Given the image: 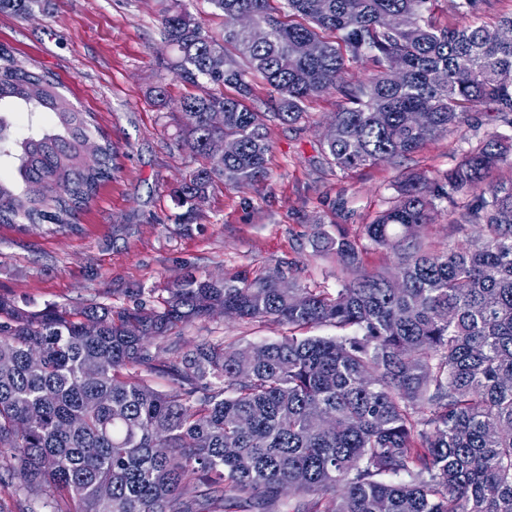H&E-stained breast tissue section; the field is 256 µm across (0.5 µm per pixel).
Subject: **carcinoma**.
<instances>
[{"label": "carcinoma", "mask_w": 512, "mask_h": 512, "mask_svg": "<svg viewBox=\"0 0 512 512\" xmlns=\"http://www.w3.org/2000/svg\"><path fill=\"white\" fill-rule=\"evenodd\" d=\"M210 34L185 0H159L172 68L207 91L181 104L182 146L205 159L174 191L189 224L218 182L268 178L266 113L242 99L269 86L295 122L331 89L324 153L341 171L391 163L457 132L465 109L512 113V16L495 26H439L434 0H208ZM52 0H0V13H47ZM247 14L261 41L237 24ZM376 73L345 80L364 55ZM224 111V124L210 122ZM28 123L16 129L12 113ZM48 112L51 122L33 117ZM222 138L236 150L215 158ZM112 140L62 85L0 47V224L76 227L114 171ZM512 167L488 135L443 178L409 174L365 225L396 257L360 270V248L327 241L340 287L284 290L278 272L188 274L150 309L95 304L29 311L0 297V472L48 512H512ZM41 184L40 195L26 192ZM462 200L475 241L424 242L436 201ZM222 306L288 334L267 343L176 335ZM332 326L334 337L303 332ZM400 478L391 482L388 477ZM288 501H282L283 497ZM186 3L206 29L215 35L222 34L224 31V16L220 12H215L207 3V0H186Z\"/></svg>", "instance_id": "1"}]
</instances>
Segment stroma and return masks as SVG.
I'll return each mask as SVG.
<instances>
[{
  "label": "stroma",
  "instance_id": "obj_1",
  "mask_svg": "<svg viewBox=\"0 0 512 512\" xmlns=\"http://www.w3.org/2000/svg\"><path fill=\"white\" fill-rule=\"evenodd\" d=\"M50 14L21 19L0 14V44L22 62L57 78L68 98L94 113L116 151V170L81 213L76 229L43 224L21 232L0 224V296L26 310L50 304L155 305L187 273L248 276L273 268L304 286L335 289V255H320L324 236L345 228L363 244L361 269L392 268L393 253L367 245L365 226L396 200L404 177L439 179L487 133L512 148V126L494 108L471 110L453 135L432 141L397 163L350 171L331 166L322 134L345 104L335 90L312 97L303 117L267 123L269 176L261 184H217L197 219L179 223L172 187L200 164L181 149L180 103L200 94L169 68L175 53L161 38L157 0H54ZM456 0H435L438 25L462 28L472 19L494 24L512 15V0H481L477 16L457 11ZM165 85L164 101L154 89ZM460 210L441 200L424 229L434 243L466 240ZM275 325L250 326L225 316L196 322L184 340L272 342Z\"/></svg>",
  "mask_w": 512,
  "mask_h": 512
}]
</instances>
